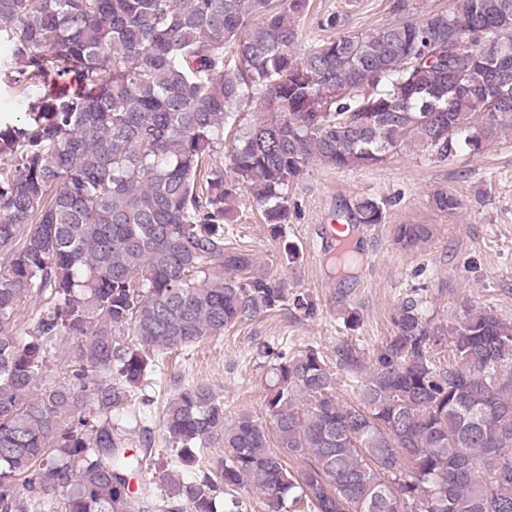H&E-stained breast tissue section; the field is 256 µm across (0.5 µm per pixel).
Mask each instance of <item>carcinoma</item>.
Wrapping results in <instances>:
<instances>
[{
  "mask_svg": "<svg viewBox=\"0 0 512 512\" xmlns=\"http://www.w3.org/2000/svg\"><path fill=\"white\" fill-rule=\"evenodd\" d=\"M309 0H0V76L43 92L19 124L0 122V512H144L128 489L139 460L114 424L151 353L221 334L280 307L283 283L224 241L245 191L278 231L290 183L316 160L370 167L406 141L445 160L480 153L512 94V0H462L366 35L321 40L298 55ZM235 57H224L227 44ZM72 76L77 93L53 90ZM267 116L224 149L242 104ZM482 115L479 129L469 131ZM443 212L458 198L433 197ZM384 202L359 199L348 224H380ZM429 238L399 224L404 249ZM34 300L24 328L16 310ZM393 334L360 388L309 348L276 354L267 422L224 418L205 385L178 391L163 415L183 466L224 437V460L190 481L167 473L170 503L220 512L247 485L270 512H512V321L491 308L434 327L422 300L395 309ZM131 332L135 347L117 335ZM74 382L47 380L60 338ZM449 346L454 366L437 364ZM337 356L360 368L346 343ZM305 465L295 468L293 458ZM23 481L28 496L18 489Z\"/></svg>",
  "mask_w": 512,
  "mask_h": 512,
  "instance_id": "carcinoma-1",
  "label": "carcinoma"
}]
</instances>
